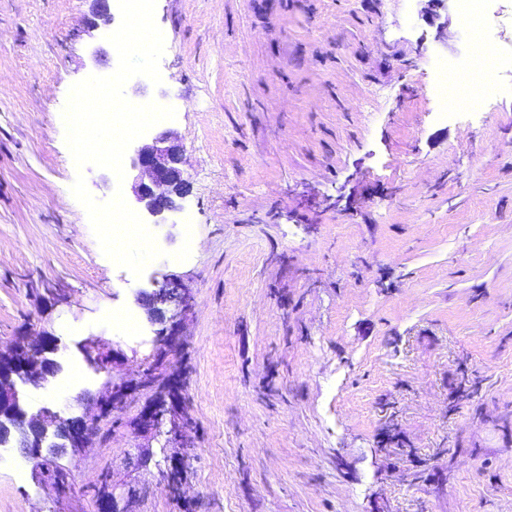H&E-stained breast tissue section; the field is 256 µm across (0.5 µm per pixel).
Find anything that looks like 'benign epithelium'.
Here are the masks:
<instances>
[{"label": "benign epithelium", "instance_id": "1", "mask_svg": "<svg viewBox=\"0 0 512 512\" xmlns=\"http://www.w3.org/2000/svg\"><path fill=\"white\" fill-rule=\"evenodd\" d=\"M90 29L112 26L114 17L108 0H93ZM184 148L175 133L163 131L142 138L130 159L135 171L131 185L134 205L139 215L164 219L168 212L181 208L180 201L190 193V182L183 168ZM152 322L183 306L181 285L169 280L153 292L137 297ZM58 344L53 341L22 340L0 350V447L18 448L36 461L42 450L60 448L78 451L85 447L91 419L70 417L53 406L36 412L25 406L22 388L44 387L57 377L61 363L55 358Z\"/></svg>", "mask_w": 512, "mask_h": 512}]
</instances>
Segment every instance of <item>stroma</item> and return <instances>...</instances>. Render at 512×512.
Masks as SVG:
<instances>
[{
    "label": "stroma",
    "mask_w": 512,
    "mask_h": 512,
    "mask_svg": "<svg viewBox=\"0 0 512 512\" xmlns=\"http://www.w3.org/2000/svg\"><path fill=\"white\" fill-rule=\"evenodd\" d=\"M91 7L0 0V349L57 340L29 406L98 414L64 485L0 463V512H512V75L439 119L456 0H156L162 82L124 93L174 108L193 192L138 278L71 192L118 187L59 119L118 66ZM137 303L145 309L151 322L161 321L167 312H175L183 306L184 293L181 285L170 279L145 296H138Z\"/></svg>",
    "instance_id": "stroma-1"
}]
</instances>
